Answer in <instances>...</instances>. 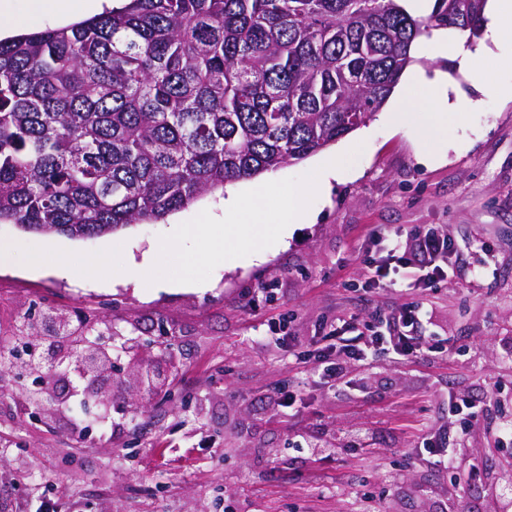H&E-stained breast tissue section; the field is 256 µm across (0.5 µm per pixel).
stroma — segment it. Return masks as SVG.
Listing matches in <instances>:
<instances>
[{"instance_id": "stroma-1", "label": "stroma", "mask_w": 512, "mask_h": 512, "mask_svg": "<svg viewBox=\"0 0 512 512\" xmlns=\"http://www.w3.org/2000/svg\"><path fill=\"white\" fill-rule=\"evenodd\" d=\"M464 68L420 38L427 75L448 72L469 105L434 160L423 162L424 112L399 122L384 106L365 126L304 161L233 182L248 193L268 184L274 219L244 224L245 237L273 235L289 187H302L312 215L273 243L264 260L201 255L185 231L222 226L224 191L204 194L157 223L72 239L0 224V341L41 336L48 326L68 380L101 387L77 411L71 402L33 407L32 379L0 360V512H512V446L492 427L512 414V80L497 51ZM346 164L330 192L320 167ZM435 227L454 246L452 270L434 290L407 273L366 293L358 285L373 236ZM176 239L180 255L145 252ZM74 266L105 257L111 280L57 276L61 253ZM425 301V335L448 354L415 361L348 363L326 382L295 362L314 353L324 321ZM111 327L112 368L80 374L71 340L85 315ZM286 321L283 340L269 325ZM295 392L294 411L278 407ZM466 396L480 412L459 428L448 400ZM447 428L459 472L472 465L485 487L452 484L416 449L424 431Z\"/></svg>"}]
</instances>
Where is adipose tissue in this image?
<instances>
[{"mask_svg": "<svg viewBox=\"0 0 512 512\" xmlns=\"http://www.w3.org/2000/svg\"><path fill=\"white\" fill-rule=\"evenodd\" d=\"M267 219L264 190H257L252 197L245 198L235 191H228L224 199L225 226L222 233L213 234L202 227H195L193 235L202 237L207 250L221 252L224 250L238 251L247 259H260L267 250L264 239L243 238L238 227L242 224H262Z\"/></svg>", "mask_w": 512, "mask_h": 512, "instance_id": "adipose-tissue-1", "label": "adipose tissue"}]
</instances>
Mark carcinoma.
<instances>
[{
	"label": "carcinoma",
	"instance_id": "carcinoma-1",
	"mask_svg": "<svg viewBox=\"0 0 512 512\" xmlns=\"http://www.w3.org/2000/svg\"><path fill=\"white\" fill-rule=\"evenodd\" d=\"M487 0H128L0 40V224L92 238L297 163L390 98Z\"/></svg>",
	"mask_w": 512,
	"mask_h": 512
}]
</instances>
